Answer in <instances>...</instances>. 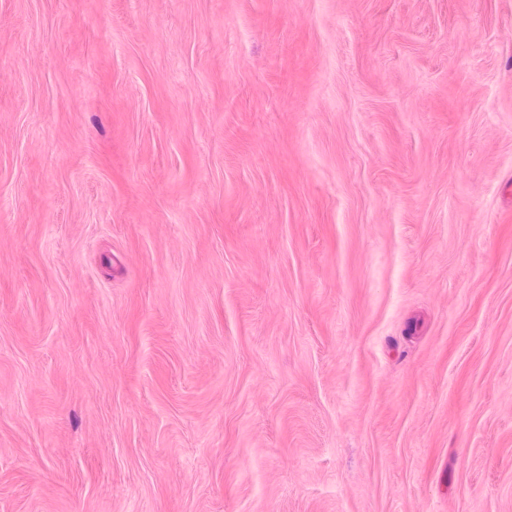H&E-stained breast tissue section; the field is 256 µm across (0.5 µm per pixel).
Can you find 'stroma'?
<instances>
[{
	"instance_id": "stroma-1",
	"label": "stroma",
	"mask_w": 512,
	"mask_h": 512,
	"mask_svg": "<svg viewBox=\"0 0 512 512\" xmlns=\"http://www.w3.org/2000/svg\"><path fill=\"white\" fill-rule=\"evenodd\" d=\"M0 512H512V0H0Z\"/></svg>"
}]
</instances>
